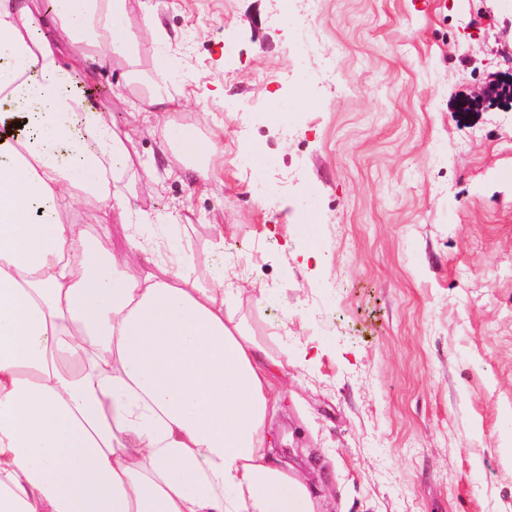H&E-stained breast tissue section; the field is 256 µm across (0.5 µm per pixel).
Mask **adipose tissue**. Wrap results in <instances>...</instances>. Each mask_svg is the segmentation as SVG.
Instances as JSON below:
<instances>
[{
	"instance_id": "adipose-tissue-1",
	"label": "adipose tissue",
	"mask_w": 512,
	"mask_h": 512,
	"mask_svg": "<svg viewBox=\"0 0 512 512\" xmlns=\"http://www.w3.org/2000/svg\"><path fill=\"white\" fill-rule=\"evenodd\" d=\"M50 23L52 39L29 0H0V512H316L261 448L280 362L223 278L133 221L130 135L58 56H116L141 81L127 0H55ZM165 140L207 172L195 127ZM115 208L145 268L98 232Z\"/></svg>"
}]
</instances>
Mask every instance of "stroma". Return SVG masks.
I'll list each match as a JSON object with an SVG mask.
<instances>
[{"label":"stroma","instance_id":"obj_1","mask_svg":"<svg viewBox=\"0 0 512 512\" xmlns=\"http://www.w3.org/2000/svg\"><path fill=\"white\" fill-rule=\"evenodd\" d=\"M152 4L140 67L171 56L179 111L142 110L119 61L82 71L159 178L129 192L146 234L203 281L231 266L230 310L283 364L265 447L318 512H512V105L482 97L512 81V12L322 0V90L277 0ZM171 124L216 142L207 176L164 148Z\"/></svg>","mask_w":512,"mask_h":512}]
</instances>
